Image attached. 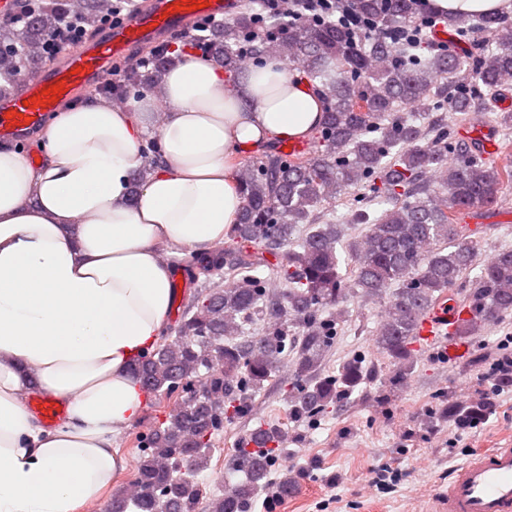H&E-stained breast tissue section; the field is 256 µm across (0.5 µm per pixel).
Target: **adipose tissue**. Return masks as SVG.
I'll use <instances>...</instances> for the list:
<instances>
[{"mask_svg": "<svg viewBox=\"0 0 512 512\" xmlns=\"http://www.w3.org/2000/svg\"><path fill=\"white\" fill-rule=\"evenodd\" d=\"M164 85L166 164L137 195L147 96L126 110L63 113L41 169L0 151V512H83L104 498L126 467L113 438L145 404L131 367L159 340L173 300L165 249L222 243L242 208L230 159L303 138L322 117L319 95L276 58L232 91L201 58L170 69ZM33 187L39 208H19ZM31 369L66 407L53 429L23 404Z\"/></svg>", "mask_w": 512, "mask_h": 512, "instance_id": "obj_1", "label": "adipose tissue"}]
</instances>
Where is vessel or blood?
Returning a JSON list of instances; mask_svg holds the SVG:
<instances>
[{"instance_id": "obj_1", "label": "vessel or blood", "mask_w": 512, "mask_h": 512, "mask_svg": "<svg viewBox=\"0 0 512 512\" xmlns=\"http://www.w3.org/2000/svg\"><path fill=\"white\" fill-rule=\"evenodd\" d=\"M235 8L236 0H208L201 9L191 8L188 0H150L148 9L112 25L89 40L80 53L63 54L54 66L19 78L12 88L0 91V144L26 145L61 104L80 88L111 75L113 61L130 59L138 45L164 40L192 20L230 19ZM53 85L59 88L57 95L47 96ZM462 135L480 155L498 150L484 126L467 125ZM461 320L455 303L448 301L426 311L417 332L436 354L454 358L463 350L458 336ZM28 405L49 426L65 416L63 403L39 393L31 394ZM444 512H512V447L479 451L461 465L448 486Z\"/></svg>"}]
</instances>
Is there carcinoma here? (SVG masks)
<instances>
[{
  "instance_id": "1",
  "label": "carcinoma",
  "mask_w": 512,
  "mask_h": 512,
  "mask_svg": "<svg viewBox=\"0 0 512 512\" xmlns=\"http://www.w3.org/2000/svg\"><path fill=\"white\" fill-rule=\"evenodd\" d=\"M116 6L94 0L80 18L84 35L57 50L80 51ZM357 7L376 25L359 50L352 33L333 23L249 12L207 38L195 35L209 42L231 81L247 60L288 62L321 96L322 120L311 154L288 156L272 146L259 158L241 159L244 204L231 243L179 260L190 280L203 274L208 284L189 294L175 324L134 363L143 390L173 401V408L139 435L136 490L115 495L112 512H248L288 432L253 430L238 448L247 481L203 506L195 475L207 464L213 436L248 409L253 393L289 358L291 414L315 420L348 394L364 374L362 358L348 360L336 375L320 367L353 296L384 301L377 351L403 371L421 356L412 348L419 318L447 292L465 289L459 303L472 317L460 324L461 336L512 315V249L481 265L483 237L457 223L461 211L497 203L512 169L482 161L447 122L481 111L512 88V23L493 14L474 21L496 46L487 56L435 50L422 57L389 38L415 17V0H357ZM11 14L31 16L37 37L0 21V87L16 81L29 59L43 58L44 42L71 17L70 0H12ZM136 58L148 64L121 62L120 79L81 89L75 98L92 96L107 109L115 98L161 96L160 75L176 57L165 44H142ZM409 112L442 116L418 124ZM140 153L138 185L164 164L160 138H143ZM341 196L351 202L352 223L366 225L351 243L345 274L336 249L342 229L320 215ZM377 197L390 208L375 216L370 204ZM478 265L479 276L468 281Z\"/></svg>"
}]
</instances>
